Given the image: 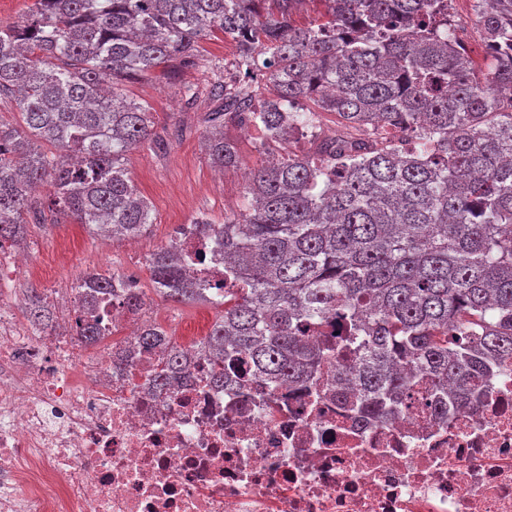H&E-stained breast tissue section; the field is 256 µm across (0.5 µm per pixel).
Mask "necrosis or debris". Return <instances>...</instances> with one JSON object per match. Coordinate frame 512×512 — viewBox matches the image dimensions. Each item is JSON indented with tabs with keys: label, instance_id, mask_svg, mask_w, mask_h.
Listing matches in <instances>:
<instances>
[{
	"label": "necrosis or debris",
	"instance_id": "4bbe7bcc",
	"mask_svg": "<svg viewBox=\"0 0 512 512\" xmlns=\"http://www.w3.org/2000/svg\"><path fill=\"white\" fill-rule=\"evenodd\" d=\"M103 318L131 329L91 354L0 300V512H512V361L448 421L415 401L378 426L326 386L208 385L195 336L153 388L158 352L112 367L152 310Z\"/></svg>",
	"mask_w": 512,
	"mask_h": 512
}]
</instances>
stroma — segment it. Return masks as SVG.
<instances>
[{"mask_svg": "<svg viewBox=\"0 0 512 512\" xmlns=\"http://www.w3.org/2000/svg\"><path fill=\"white\" fill-rule=\"evenodd\" d=\"M128 98L149 106L156 131H168L164 147L146 143L127 156L132 181L153 206V224L137 240V253H130L121 239H108L88 232L78 224L45 221L28 227L26 243L35 255L32 270L18 275L15 282L17 310H25L27 291L35 288L50 293L68 288L75 273L94 268L102 272L119 270L139 279L157 321L171 334L197 336L208 333L224 309L203 303H176L157 294L148 269V258L165 245L174 229L191 223L200 214L223 223L226 213L237 210L244 192L240 171L221 172L208 162L200 147L205 129L207 98L186 109L160 73L125 82Z\"/></svg>", "mask_w": 512, "mask_h": 512, "instance_id": "1", "label": "stroma"}]
</instances>
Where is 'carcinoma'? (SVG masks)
<instances>
[{
	"instance_id": "1",
	"label": "carcinoma",
	"mask_w": 512,
	"mask_h": 512,
	"mask_svg": "<svg viewBox=\"0 0 512 512\" xmlns=\"http://www.w3.org/2000/svg\"><path fill=\"white\" fill-rule=\"evenodd\" d=\"M474 11L482 66L452 41L444 0H34L0 26V97L23 122L0 124V240L20 243L44 221L31 190L46 179L55 217L144 234L152 206L126 156L161 136L123 84L198 68L199 38L218 31L242 81L211 84L203 149L214 167H238L227 131L247 118L266 153L243 210L192 221L224 247L233 287L213 298L171 245L148 260L163 297L224 306L200 342L210 383L247 373L268 389L315 388L336 358L334 384L356 387L363 421L387 422L420 391L440 418L473 407L512 358V0ZM325 113L338 135L313 156L281 155ZM80 287L133 314L147 305L117 271ZM27 315L52 326L34 288ZM71 329L87 344L106 333L98 318ZM168 336L153 323L135 342L161 350L160 389L186 363Z\"/></svg>"
}]
</instances>
